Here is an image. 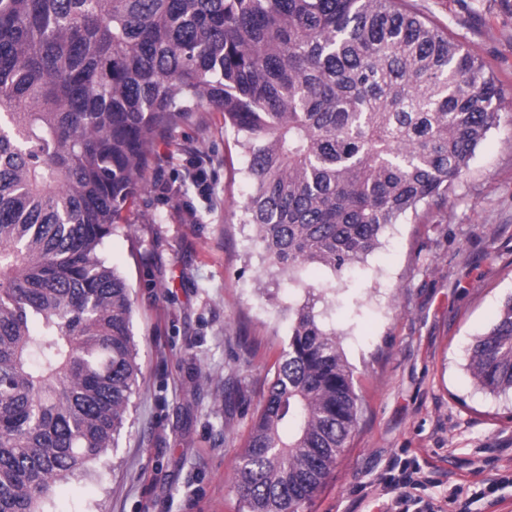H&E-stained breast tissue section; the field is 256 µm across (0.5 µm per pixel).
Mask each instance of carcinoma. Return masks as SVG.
Listing matches in <instances>:
<instances>
[{
  "label": "carcinoma",
  "mask_w": 512,
  "mask_h": 512,
  "mask_svg": "<svg viewBox=\"0 0 512 512\" xmlns=\"http://www.w3.org/2000/svg\"><path fill=\"white\" fill-rule=\"evenodd\" d=\"M485 64L403 0H0V512L116 446L140 368L133 299L104 258L156 137L220 112L245 157L264 270L341 272L443 205L499 126ZM512 391V296L469 347ZM361 397L336 332L294 311L235 473L241 512H299Z\"/></svg>",
  "instance_id": "obj_1"
}]
</instances>
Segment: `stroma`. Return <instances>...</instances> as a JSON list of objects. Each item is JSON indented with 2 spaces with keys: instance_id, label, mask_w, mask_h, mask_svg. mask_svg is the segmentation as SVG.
<instances>
[{
  "instance_id": "35a3bbf8",
  "label": "stroma",
  "mask_w": 512,
  "mask_h": 512,
  "mask_svg": "<svg viewBox=\"0 0 512 512\" xmlns=\"http://www.w3.org/2000/svg\"><path fill=\"white\" fill-rule=\"evenodd\" d=\"M482 59L504 98L441 209L389 226L340 275L309 268L326 328L363 397L348 446L300 512H386L391 467L415 471L421 505L459 512L474 482L504 481L512 512V392L479 389L475 336L512 295V0H407ZM235 133L197 112L156 137L132 234L103 248L133 297L140 376L118 448L60 482L50 512H239L233 476L305 292L257 282L249 191Z\"/></svg>"
}]
</instances>
